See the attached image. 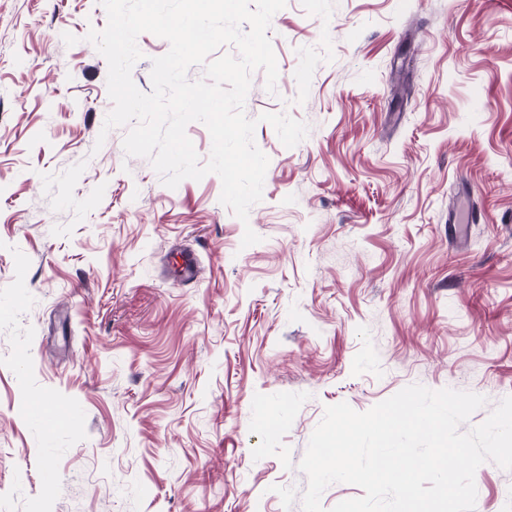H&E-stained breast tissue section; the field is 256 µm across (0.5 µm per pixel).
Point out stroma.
I'll return each instance as SVG.
<instances>
[{"label":"stroma","mask_w":512,"mask_h":512,"mask_svg":"<svg viewBox=\"0 0 512 512\" xmlns=\"http://www.w3.org/2000/svg\"><path fill=\"white\" fill-rule=\"evenodd\" d=\"M106 24L0 0V512H302L326 406L450 388L485 397L474 426L512 396V0H287L245 222L104 130ZM59 401L73 421H31ZM475 485L512 512V471Z\"/></svg>","instance_id":"1"}]
</instances>
